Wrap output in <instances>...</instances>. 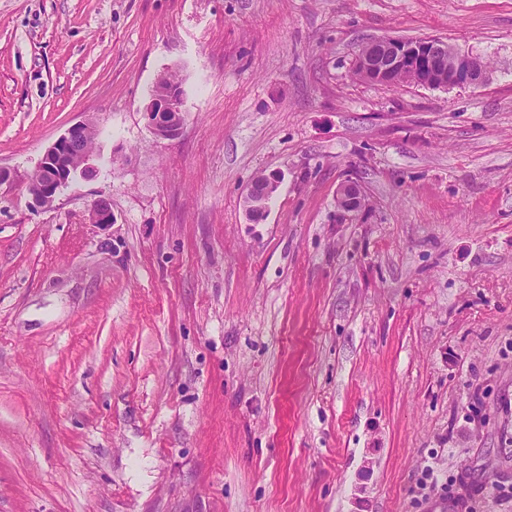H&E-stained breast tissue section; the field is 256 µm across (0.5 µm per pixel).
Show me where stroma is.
Listing matches in <instances>:
<instances>
[{
    "instance_id": "1",
    "label": "stroma",
    "mask_w": 512,
    "mask_h": 512,
    "mask_svg": "<svg viewBox=\"0 0 512 512\" xmlns=\"http://www.w3.org/2000/svg\"><path fill=\"white\" fill-rule=\"evenodd\" d=\"M382 37L489 79H355ZM0 168V512H512V0H0ZM159 77L150 96L145 116L155 133L165 139L177 138L184 125V97L176 87L181 84L174 78ZM183 93L184 90L182 89ZM97 131L88 123L78 122L67 129L43 154L28 178L27 193L34 207L51 204L59 191L79 174L92 176L97 168L90 163ZM90 139L92 148L74 151L77 141ZM281 183V176L277 173L265 175L261 183H255L248 189L245 203L247 213L252 221H259L266 213L267 203L278 190ZM362 191L353 182H348L341 186L336 196V203L339 208L349 211L357 212L362 207Z\"/></svg>"
}]
</instances>
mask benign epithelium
<instances>
[{
    "label": "benign epithelium",
    "instance_id": "benign-epithelium-1",
    "mask_svg": "<svg viewBox=\"0 0 512 512\" xmlns=\"http://www.w3.org/2000/svg\"><path fill=\"white\" fill-rule=\"evenodd\" d=\"M376 43L380 44L383 58L388 60V65L381 66L380 59L375 56L369 60L358 56L355 66L364 72L369 69L380 72L392 69L409 71L418 85L444 88L480 85L487 78V72L473 67L470 54L457 51L451 56L448 55V42L442 39L380 38ZM145 116L158 136L165 139L177 138L184 125L183 95L166 78H158ZM96 136L94 127L78 122L69 127L46 150L27 182V193L33 206L44 207L51 204L59 191L76 176L88 177L96 173V167L91 164L93 150L74 151L76 142L87 139L93 141ZM280 183L281 176L270 173L262 182L250 186L245 203L252 221L257 222L265 215L269 198L277 192ZM361 194L357 184L348 182L339 189L336 203L345 211L357 212L362 207ZM89 220L98 225L111 224L110 204L102 199L92 202Z\"/></svg>",
    "mask_w": 512,
    "mask_h": 512
}]
</instances>
